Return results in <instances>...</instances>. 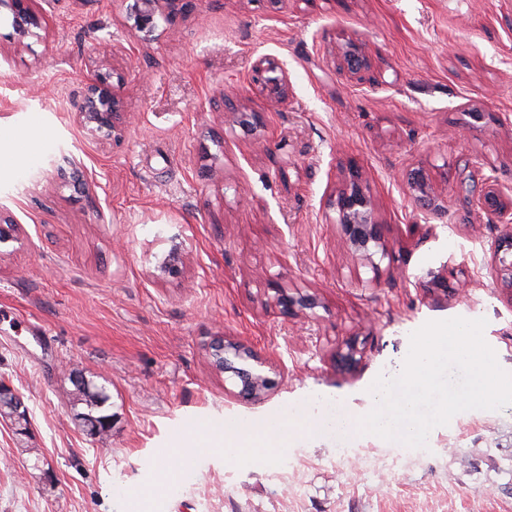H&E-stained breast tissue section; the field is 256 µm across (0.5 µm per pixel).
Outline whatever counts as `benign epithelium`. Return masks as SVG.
<instances>
[{"instance_id":"7a95c632","label":"benign epithelium","mask_w":512,"mask_h":512,"mask_svg":"<svg viewBox=\"0 0 512 512\" xmlns=\"http://www.w3.org/2000/svg\"><path fill=\"white\" fill-rule=\"evenodd\" d=\"M195 4V0H134L130 16L134 23L131 28L151 35L161 17L171 23L176 16ZM0 9L6 10L11 18L14 39L17 45H25L29 37L38 36L45 29L46 17L38 7L37 0H0ZM372 68V60L365 43L357 35H349L338 45L336 72L351 81H364L365 74ZM253 82L261 92L277 101H286L291 94L288 71L273 60L262 58L252 66ZM122 82V75L99 61L86 76L85 90L74 120L85 133L95 139L118 138L126 125V113L120 108L114 82ZM237 124L244 132L254 134L264 127L262 113L242 107L237 112ZM474 167L478 175L472 190L474 205L485 212L491 222L502 225L501 234L491 245V261L496 272L499 287L508 291L512 301V187H505L493 175L483 173L480 162ZM410 199L423 214L439 217L447 214L446 207L433 192L426 172L412 168L400 172ZM338 214L337 224L341 229L340 244L343 251L356 261L367 262L374 274H379L374 256L388 253L385 225L379 223L376 206L367 188L363 186L358 170L352 168L345 177L342 187L333 203ZM17 222L0 211V244L15 239ZM215 370L229 373L240 387L239 393L260 398L272 385V379L263 371L249 366L254 361L266 363L254 347L222 338L213 343ZM0 406L12 410L16 417H24L27 409L13 389L0 383Z\"/></svg>"}]
</instances>
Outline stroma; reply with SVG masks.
Here are the masks:
<instances>
[{
  "label": "stroma",
  "mask_w": 512,
  "mask_h": 512,
  "mask_svg": "<svg viewBox=\"0 0 512 512\" xmlns=\"http://www.w3.org/2000/svg\"><path fill=\"white\" fill-rule=\"evenodd\" d=\"M131 4L45 0L27 48L0 18V209L19 224L0 246V382L29 412L23 432L0 417V512H512V405L461 412L424 449L278 431L322 400L367 414L373 381L401 372L429 321L486 319L512 373V300L491 266L500 227L459 189L477 158L512 185V0H198L149 36L131 29ZM353 33L375 60L360 84L335 71ZM99 44L122 49L128 75L114 141L73 121ZM262 58L287 68L289 101L256 94ZM242 105L264 114L259 134L236 124ZM472 105L497 121H472ZM66 158L84 191L53 178ZM352 167L391 245L376 285L343 254L329 205ZM418 167L443 219L395 177ZM173 251L170 277L158 264ZM430 269L448 290L419 287ZM279 288L315 303L284 315ZM219 336L273 364L261 401L211 370ZM351 346L359 362L341 369ZM76 375L108 396L106 440L69 399ZM231 428L269 445L234 459L186 446L166 473L168 448Z\"/></svg>",
  "instance_id": "obj_1"
}]
</instances>
